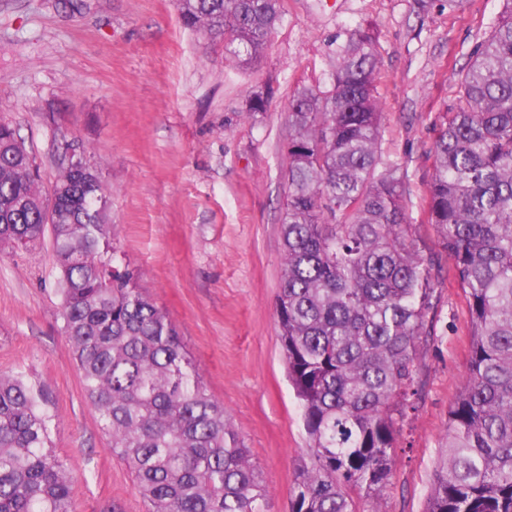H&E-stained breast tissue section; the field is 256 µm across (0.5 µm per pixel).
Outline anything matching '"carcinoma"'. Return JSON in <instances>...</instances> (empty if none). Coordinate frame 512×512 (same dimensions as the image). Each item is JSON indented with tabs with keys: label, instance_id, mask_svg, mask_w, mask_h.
Wrapping results in <instances>:
<instances>
[{
	"label": "carcinoma",
	"instance_id": "cac0c4a2",
	"mask_svg": "<svg viewBox=\"0 0 512 512\" xmlns=\"http://www.w3.org/2000/svg\"><path fill=\"white\" fill-rule=\"evenodd\" d=\"M175 6L241 65L282 20L281 0ZM378 79L374 39L356 30L329 87L303 85L288 100L276 317L309 442L289 512H366L362 499L386 493L445 277L468 307V372L424 512H512V0L433 124L425 223L443 258L419 251L400 168L382 158ZM53 187L43 197L39 168L0 120V249L43 238V206L54 204L61 330L147 512H265L268 489L224 405L139 288L142 273L116 262L109 188L67 164ZM56 429L26 373H0V512H75Z\"/></svg>",
	"mask_w": 512,
	"mask_h": 512
}]
</instances>
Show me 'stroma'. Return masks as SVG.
<instances>
[{"label":"stroma","instance_id":"obj_1","mask_svg":"<svg viewBox=\"0 0 512 512\" xmlns=\"http://www.w3.org/2000/svg\"><path fill=\"white\" fill-rule=\"evenodd\" d=\"M0 0V118L12 121L50 189L67 148L91 152L109 187L121 263L175 323L209 393L223 402L269 489L288 512L308 438L278 340L281 217L288 191V96L328 87L336 39H376L382 157L405 174V209L426 254L436 115L488 36L500 0H282L269 45L243 67L224 43L183 25L174 0ZM271 91L251 117L248 99ZM436 336L418 378L423 397L382 512H424L467 374L468 310L439 286ZM48 240L0 249V373L23 370L58 418L55 450L77 512H147L88 405L60 330Z\"/></svg>","mask_w":512,"mask_h":512}]
</instances>
